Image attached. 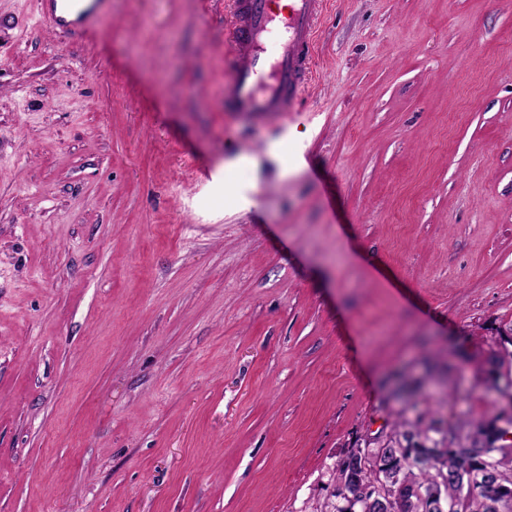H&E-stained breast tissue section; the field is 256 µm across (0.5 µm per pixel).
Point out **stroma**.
<instances>
[{"label": "stroma", "instance_id": "1", "mask_svg": "<svg viewBox=\"0 0 512 512\" xmlns=\"http://www.w3.org/2000/svg\"><path fill=\"white\" fill-rule=\"evenodd\" d=\"M0 0V512H314L421 379L512 406V0H329L284 122L224 0ZM79 1L85 0H40L41 14L54 27L61 29L99 27L106 15L101 7L105 0H96L98 5L84 7L76 3Z\"/></svg>", "mask_w": 512, "mask_h": 512}]
</instances>
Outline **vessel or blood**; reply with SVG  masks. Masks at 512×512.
<instances>
[{
    "label": "vessel or blood",
    "mask_w": 512,
    "mask_h": 512,
    "mask_svg": "<svg viewBox=\"0 0 512 512\" xmlns=\"http://www.w3.org/2000/svg\"><path fill=\"white\" fill-rule=\"evenodd\" d=\"M327 0H291L287 13L270 0H232L226 39L236 68L225 94L231 109L260 122L281 121L295 111L313 74L314 41ZM44 18L61 29L99 27L101 6L77 0H40Z\"/></svg>",
    "instance_id": "vessel-or-blood-1"
}]
</instances>
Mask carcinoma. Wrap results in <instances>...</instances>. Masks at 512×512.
Returning <instances> with one entry per match:
<instances>
[{
	"label": "carcinoma",
	"instance_id": "1",
	"mask_svg": "<svg viewBox=\"0 0 512 512\" xmlns=\"http://www.w3.org/2000/svg\"><path fill=\"white\" fill-rule=\"evenodd\" d=\"M490 420L458 418L413 408L396 422L379 449L353 464L349 448L337 457L334 493L323 512H345L338 491H359L371 500L366 512H512V443Z\"/></svg>",
	"mask_w": 512,
	"mask_h": 512
}]
</instances>
